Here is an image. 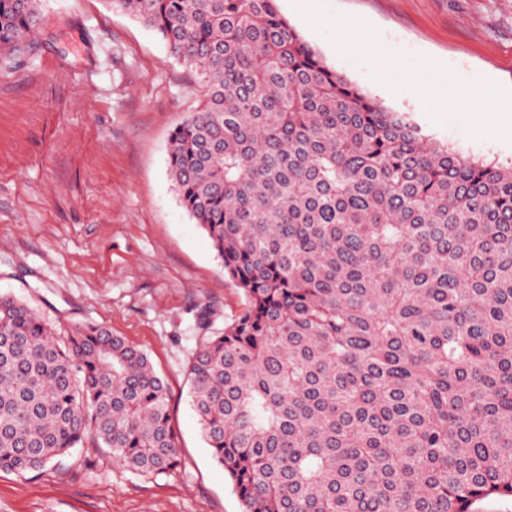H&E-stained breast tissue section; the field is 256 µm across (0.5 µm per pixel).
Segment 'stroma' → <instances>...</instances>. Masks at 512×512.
Returning <instances> with one entry per match:
<instances>
[{"label":"stroma","instance_id":"35a3bbf8","mask_svg":"<svg viewBox=\"0 0 512 512\" xmlns=\"http://www.w3.org/2000/svg\"><path fill=\"white\" fill-rule=\"evenodd\" d=\"M326 64L429 138L512 166V0H276ZM25 51L0 63V294L57 330L106 327L148 354L168 390L180 466L142 474L85 441L44 469L0 471V512H242L203 440L187 365L244 298L168 175L174 128L202 88L165 41L109 0H42ZM360 23L377 52L343 51ZM432 70L495 83L494 106L447 114L409 87Z\"/></svg>","mask_w":512,"mask_h":512}]
</instances>
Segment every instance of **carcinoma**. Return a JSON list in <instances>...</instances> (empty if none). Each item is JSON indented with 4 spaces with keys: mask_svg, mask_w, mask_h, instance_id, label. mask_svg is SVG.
Wrapping results in <instances>:
<instances>
[{
    "mask_svg": "<svg viewBox=\"0 0 512 512\" xmlns=\"http://www.w3.org/2000/svg\"><path fill=\"white\" fill-rule=\"evenodd\" d=\"M193 68L171 133L179 203L244 307L189 364L243 512H472L512 499V167L427 138L336 73L274 0H110ZM0 0V53L40 24ZM91 439L180 465L146 353L65 338L0 297V470Z\"/></svg>",
    "mask_w": 512,
    "mask_h": 512,
    "instance_id": "obj_1",
    "label": "carcinoma"
}]
</instances>
